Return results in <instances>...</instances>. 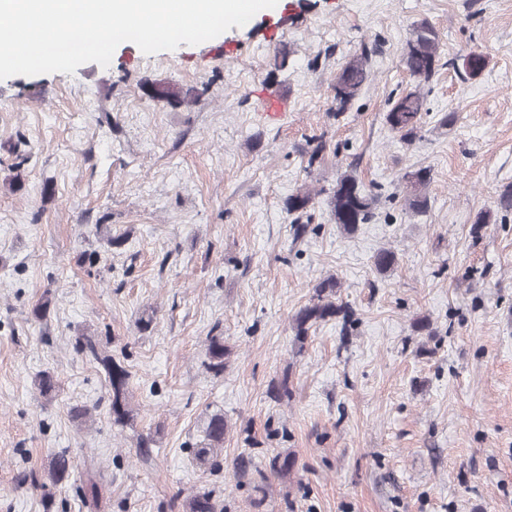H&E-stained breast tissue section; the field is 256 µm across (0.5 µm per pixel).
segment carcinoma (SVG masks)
<instances>
[{
  "instance_id": "cac0c4a2",
  "label": "carcinoma",
  "mask_w": 512,
  "mask_h": 512,
  "mask_svg": "<svg viewBox=\"0 0 512 512\" xmlns=\"http://www.w3.org/2000/svg\"><path fill=\"white\" fill-rule=\"evenodd\" d=\"M437 35L433 28L426 23L417 26L412 38L407 42L405 64L411 76L418 85L408 90L395 100L386 120L390 127L401 133L404 140L412 143L422 138L420 121L424 111V97L421 94V85L429 82L438 69L439 57L437 54ZM369 52L363 51L361 55L351 58L336 75L333 84L334 100L337 110H342L355 98L363 85L369 80L370 71L367 68ZM486 66L484 55L474 52L461 56V68L470 76L479 75ZM407 184L408 195L405 205L415 212L422 211L427 206L425 188L430 182L429 172L420 169L414 173L403 176ZM312 202L311 193L298 192L288 198V212L305 210ZM377 196L368 192L359 182L356 174L346 171L336 180L332 188L328 206L331 216L343 231L351 235L361 224H366L373 217V210ZM396 263V255L389 249L376 252L373 264L376 270L384 272ZM336 288L338 282L330 276L322 280L315 288L309 303L302 307L293 318L294 341L304 344L309 329L323 321H328L347 314L346 306L336 302ZM81 350L89 354L104 369L109 386V405L112 424L122 426L130 418L132 409L129 402L130 373L112 356L100 352L92 341L81 345ZM208 354L210 363L207 368L216 374L224 372V358L227 349L224 346V337L211 336L208 338ZM227 424L224 415L214 414L209 417L202 427V437L193 448L194 457L198 464L213 466L217 458L224 451V435ZM74 461L68 451L62 450L54 455L49 464V479L52 484L58 485L65 481L73 468ZM185 512H216L210 494L198 492L186 498Z\"/></svg>"
}]
</instances>
